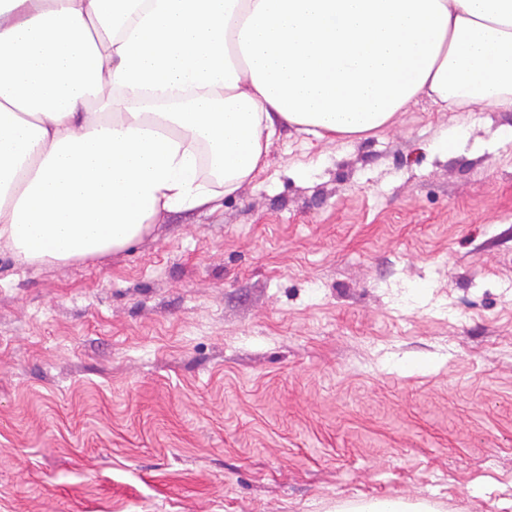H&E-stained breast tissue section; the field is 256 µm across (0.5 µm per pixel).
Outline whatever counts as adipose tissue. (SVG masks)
Masks as SVG:
<instances>
[{
	"label": "adipose tissue",
	"instance_id": "adipose-tissue-1",
	"mask_svg": "<svg viewBox=\"0 0 512 512\" xmlns=\"http://www.w3.org/2000/svg\"><path fill=\"white\" fill-rule=\"evenodd\" d=\"M421 96L512 110V0H0V244L123 249L251 182L277 124L362 136Z\"/></svg>",
	"mask_w": 512,
	"mask_h": 512
}]
</instances>
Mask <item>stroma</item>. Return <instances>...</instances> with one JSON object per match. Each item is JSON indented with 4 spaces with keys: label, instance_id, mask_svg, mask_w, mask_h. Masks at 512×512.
Returning <instances> with one entry per match:
<instances>
[{
    "label": "stroma",
    "instance_id": "obj_1",
    "mask_svg": "<svg viewBox=\"0 0 512 512\" xmlns=\"http://www.w3.org/2000/svg\"><path fill=\"white\" fill-rule=\"evenodd\" d=\"M509 128L283 127L124 249L0 246V512H512Z\"/></svg>",
    "mask_w": 512,
    "mask_h": 512
}]
</instances>
